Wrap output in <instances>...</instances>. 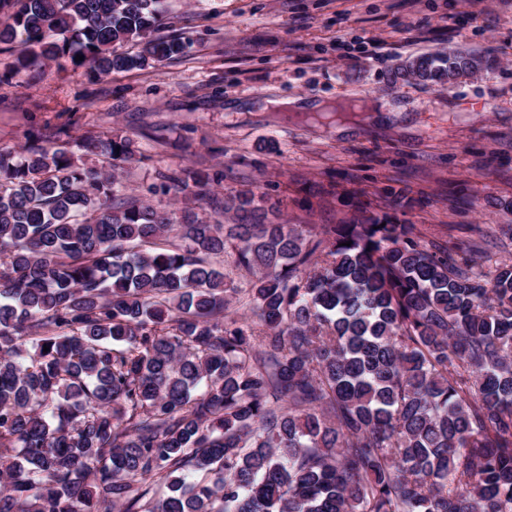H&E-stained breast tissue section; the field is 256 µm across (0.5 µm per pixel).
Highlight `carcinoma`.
<instances>
[{
	"mask_svg": "<svg viewBox=\"0 0 512 512\" xmlns=\"http://www.w3.org/2000/svg\"><path fill=\"white\" fill-rule=\"evenodd\" d=\"M164 13L0 0V44L17 74L144 70L186 49ZM52 136L0 151V512H512V259L485 273L388 217L272 224L249 197L227 226L117 203L133 140L98 141L93 170ZM229 249L254 323L224 314Z\"/></svg>",
	"mask_w": 512,
	"mask_h": 512,
	"instance_id": "obj_1",
	"label": "carcinoma"
}]
</instances>
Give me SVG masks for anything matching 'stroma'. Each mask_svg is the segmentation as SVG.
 <instances>
[{
  "mask_svg": "<svg viewBox=\"0 0 512 512\" xmlns=\"http://www.w3.org/2000/svg\"><path fill=\"white\" fill-rule=\"evenodd\" d=\"M160 34L184 54L91 80L48 66L14 75L0 49V150L46 127L139 149L122 195L233 223L225 200L300 227L385 216L425 241L473 246L484 270L512 254V0H166ZM469 50L495 64L448 86L396 75L407 58ZM327 112H268L271 99ZM341 99L389 112L333 111ZM184 167L203 187L163 190Z\"/></svg>",
  "mask_w": 512,
  "mask_h": 512,
  "instance_id": "35a3bbf8",
  "label": "stroma"
}]
</instances>
